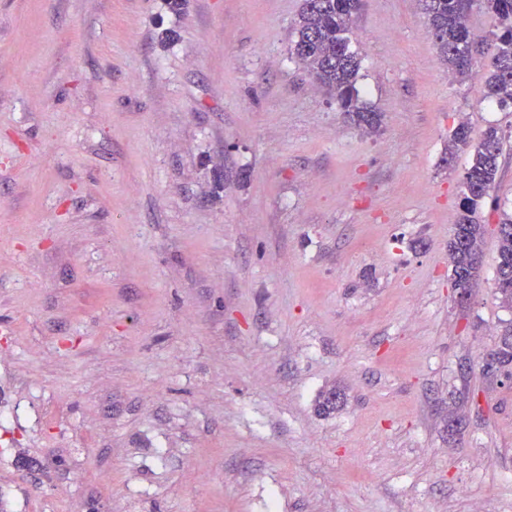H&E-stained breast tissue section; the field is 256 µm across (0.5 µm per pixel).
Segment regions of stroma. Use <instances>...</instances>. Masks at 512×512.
Instances as JSON below:
<instances>
[{
    "instance_id": "stroma-1",
    "label": "stroma",
    "mask_w": 512,
    "mask_h": 512,
    "mask_svg": "<svg viewBox=\"0 0 512 512\" xmlns=\"http://www.w3.org/2000/svg\"><path fill=\"white\" fill-rule=\"evenodd\" d=\"M302 3L0 0V512H512V106L363 0L359 127ZM462 122L504 135L465 294ZM495 285L502 303L512 307V211L504 209L499 225Z\"/></svg>"
}]
</instances>
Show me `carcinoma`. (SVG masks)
I'll list each match as a JSON object with an SVG mask.
<instances>
[{"label": "carcinoma", "mask_w": 512, "mask_h": 512, "mask_svg": "<svg viewBox=\"0 0 512 512\" xmlns=\"http://www.w3.org/2000/svg\"><path fill=\"white\" fill-rule=\"evenodd\" d=\"M427 28L439 60L459 82L469 75L473 37L466 18L474 5L485 7L497 20L498 32L487 44L491 72L485 80L482 99L512 104V0H420ZM361 0H303L292 28V55L313 83L338 102L356 124L373 130L380 115L364 106L357 80L360 60L351 48L354 18ZM503 134L490 126L477 144L469 129L460 124L448 140V154L471 149L469 167L463 176V199L448 255L456 286L469 290L480 263L482 225L478 208L496 184ZM496 291L503 304L512 307V211H501L496 263Z\"/></svg>", "instance_id": "carcinoma-1"}]
</instances>
